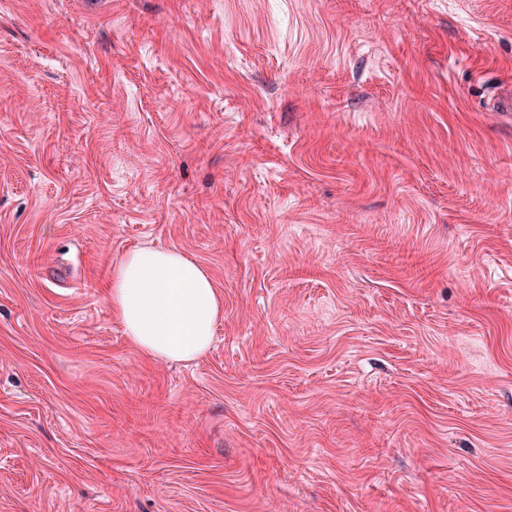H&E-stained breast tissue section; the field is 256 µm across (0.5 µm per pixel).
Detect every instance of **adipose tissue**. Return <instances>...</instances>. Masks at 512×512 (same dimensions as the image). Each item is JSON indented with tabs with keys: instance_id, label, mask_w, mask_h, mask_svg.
Listing matches in <instances>:
<instances>
[{
	"instance_id": "1",
	"label": "adipose tissue",
	"mask_w": 512,
	"mask_h": 512,
	"mask_svg": "<svg viewBox=\"0 0 512 512\" xmlns=\"http://www.w3.org/2000/svg\"><path fill=\"white\" fill-rule=\"evenodd\" d=\"M110 301L136 348L168 361L203 355L222 313L207 271L176 248L142 246L125 253L112 271Z\"/></svg>"
}]
</instances>
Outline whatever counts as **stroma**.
<instances>
[{
    "mask_svg": "<svg viewBox=\"0 0 512 512\" xmlns=\"http://www.w3.org/2000/svg\"><path fill=\"white\" fill-rule=\"evenodd\" d=\"M509 89L512 0H0V512H512ZM110 301L136 348L168 361L203 355L222 313L207 271L176 248L142 246L125 253L112 271Z\"/></svg>",
    "mask_w": 512,
    "mask_h": 512,
    "instance_id": "stroma-1",
    "label": "stroma"
}]
</instances>
